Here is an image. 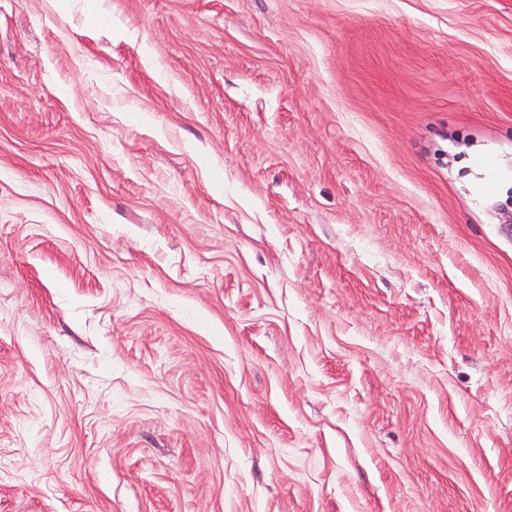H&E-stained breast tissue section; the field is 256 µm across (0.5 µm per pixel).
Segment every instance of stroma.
<instances>
[{"label":"stroma","instance_id":"1","mask_svg":"<svg viewBox=\"0 0 512 512\" xmlns=\"http://www.w3.org/2000/svg\"><path fill=\"white\" fill-rule=\"evenodd\" d=\"M0 512H512V0H0Z\"/></svg>","mask_w":512,"mask_h":512}]
</instances>
